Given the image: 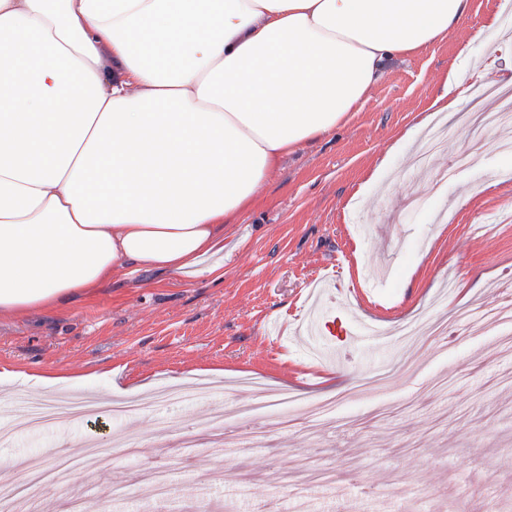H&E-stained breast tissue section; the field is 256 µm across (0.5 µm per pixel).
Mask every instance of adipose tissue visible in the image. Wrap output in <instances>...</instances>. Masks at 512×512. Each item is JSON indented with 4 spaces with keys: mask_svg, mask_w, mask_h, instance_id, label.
Segmentation results:
<instances>
[{
    "mask_svg": "<svg viewBox=\"0 0 512 512\" xmlns=\"http://www.w3.org/2000/svg\"><path fill=\"white\" fill-rule=\"evenodd\" d=\"M471 0H0V320L224 278L280 160Z\"/></svg>",
    "mask_w": 512,
    "mask_h": 512,
    "instance_id": "adipose-tissue-1",
    "label": "adipose tissue"
}]
</instances>
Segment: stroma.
<instances>
[{"label":"stroma","mask_w":512,"mask_h":512,"mask_svg":"<svg viewBox=\"0 0 512 512\" xmlns=\"http://www.w3.org/2000/svg\"><path fill=\"white\" fill-rule=\"evenodd\" d=\"M484 68L512 75V0H473L448 38L393 62L350 121L286 157L226 231L223 282L147 273L62 314L1 321L0 367L81 377L15 383L13 402L67 392L102 407L38 428L0 409L16 428L0 457L50 471L53 448L91 441L111 458L70 483L41 482L23 512H65L74 493L90 512H512V350L506 329L482 319L512 305V124L481 133L469 119L498 110L497 88L476 77ZM453 69L463 104L422 125ZM475 144L474 162L456 168ZM452 167L443 186L421 190ZM314 311L356 326L342 369L304 337ZM436 321L447 335L423 343ZM115 384L147 385L137 413L113 418ZM176 384L214 394L160 399ZM281 389L299 400L284 415L236 416ZM321 399L335 411L305 413ZM212 412L224 415L222 437L194 426Z\"/></svg>","instance_id":"35a3bbf8"}]
</instances>
